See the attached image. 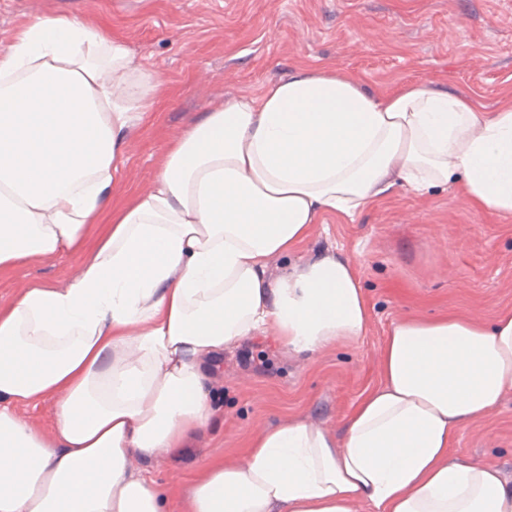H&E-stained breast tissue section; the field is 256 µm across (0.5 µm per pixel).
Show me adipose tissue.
I'll return each mask as SVG.
<instances>
[{
    "instance_id": "1",
    "label": "adipose tissue",
    "mask_w": 512,
    "mask_h": 512,
    "mask_svg": "<svg viewBox=\"0 0 512 512\" xmlns=\"http://www.w3.org/2000/svg\"><path fill=\"white\" fill-rule=\"evenodd\" d=\"M158 97L124 41L72 15L35 17L0 49V275L84 255L67 287L36 282L0 306V512H168L130 461L208 431L207 361L270 324L298 353L361 341L369 307L349 262L267 273L323 215L355 219L399 185L453 186L512 217V107L419 82L376 95L334 69L205 113L165 143L149 192L116 201ZM381 364L340 431L293 418L260 432L243 462L203 465L183 512H512L496 467L450 453L512 393V309L488 324L405 317ZM43 398L48 430L17 412Z\"/></svg>"
}]
</instances>
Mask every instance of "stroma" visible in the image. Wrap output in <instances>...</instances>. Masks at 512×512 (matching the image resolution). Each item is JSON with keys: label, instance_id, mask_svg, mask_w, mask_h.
Wrapping results in <instances>:
<instances>
[{"label": "stroma", "instance_id": "35a3bbf8", "mask_svg": "<svg viewBox=\"0 0 512 512\" xmlns=\"http://www.w3.org/2000/svg\"><path fill=\"white\" fill-rule=\"evenodd\" d=\"M58 12L123 39L160 82L128 150L125 186L134 192L150 190L163 144L185 126L301 68L352 73L375 94L422 81L487 110L512 106V0H0V47L31 17ZM317 253L356 269L370 306L366 336L298 355L270 325L226 350L209 382L213 432L192 457L162 450L151 466L171 504L210 456L243 461L250 439L281 421L340 430L380 384L381 349L399 319L458 310L488 322L512 309V219L473 210L452 188L393 189L352 223L325 216L268 272L279 277ZM81 263L64 254L0 276V305L34 282L70 284ZM452 452L512 477V395L460 430Z\"/></svg>", "mask_w": 512, "mask_h": 512}]
</instances>
